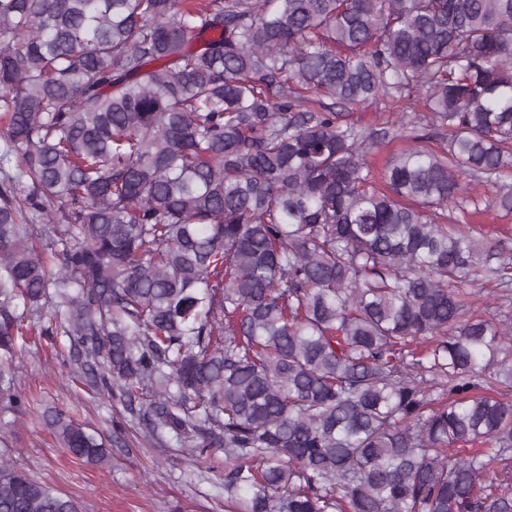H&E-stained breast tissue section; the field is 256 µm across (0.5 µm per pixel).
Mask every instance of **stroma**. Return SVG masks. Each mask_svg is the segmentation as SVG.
Returning <instances> with one entry per match:
<instances>
[{"label":"stroma","mask_w":512,"mask_h":512,"mask_svg":"<svg viewBox=\"0 0 512 512\" xmlns=\"http://www.w3.org/2000/svg\"><path fill=\"white\" fill-rule=\"evenodd\" d=\"M418 112L414 102L381 97L354 108L353 117L374 127L408 121ZM448 220L474 224L483 241L512 243V213L491 207L473 217L455 208ZM48 353L47 338L36 335L17 361V389L31 405L0 422L5 437L0 457L74 498L82 512H226L223 467L196 463L188 448L171 437L143 439L141 424L124 412L119 399L89 397L72 383L71 368ZM47 407L67 410L110 437L108 461L92 466L66 454L41 418Z\"/></svg>","instance_id":"1"}]
</instances>
